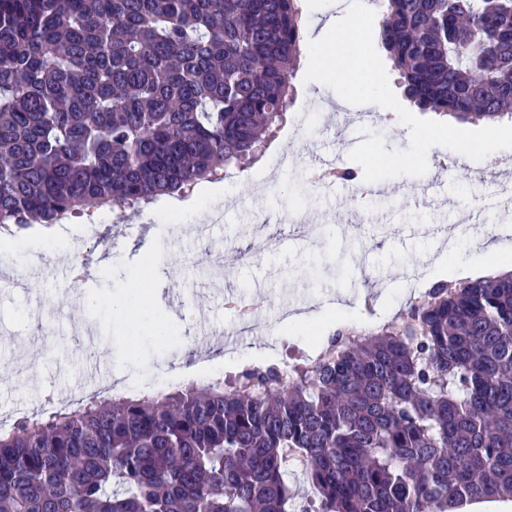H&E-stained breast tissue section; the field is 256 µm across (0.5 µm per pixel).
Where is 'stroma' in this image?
Here are the masks:
<instances>
[{"mask_svg": "<svg viewBox=\"0 0 512 512\" xmlns=\"http://www.w3.org/2000/svg\"><path fill=\"white\" fill-rule=\"evenodd\" d=\"M304 77L297 72L294 103L262 156L230 171L219 194L200 184L193 208L163 196L134 215L96 210L63 237L38 224L0 232V265L23 274L19 288L0 277V427L42 412L49 394L63 405L85 399L81 367L92 356L131 395L172 391L178 369L201 383L240 371L221 351L239 323L231 292L248 294L265 320L251 343L287 365L289 347L313 352L315 330L277 322L281 309L311 313L326 298L360 296L361 321L377 323L378 294L407 307L420 293L408 273L432 266L445 235L466 242L489 224L512 230V212L491 207L512 197V151L460 167L439 148L424 177L384 180L360 200L340 182L312 190L305 176L328 156L349 165L363 137L356 106L321 111L342 100ZM154 263L161 275L141 294L134 278Z\"/></svg>", "mask_w": 512, "mask_h": 512, "instance_id": "obj_1", "label": "stroma"}]
</instances>
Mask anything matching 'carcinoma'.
Segmentation results:
<instances>
[{"instance_id": "obj_1", "label": "carcinoma", "mask_w": 512, "mask_h": 512, "mask_svg": "<svg viewBox=\"0 0 512 512\" xmlns=\"http://www.w3.org/2000/svg\"><path fill=\"white\" fill-rule=\"evenodd\" d=\"M369 2L415 106L512 120V0ZM301 20V0H0V227L138 210L252 163L295 99ZM501 497L512 272L437 280L286 372L92 395L0 430V512H460Z\"/></svg>"}]
</instances>
